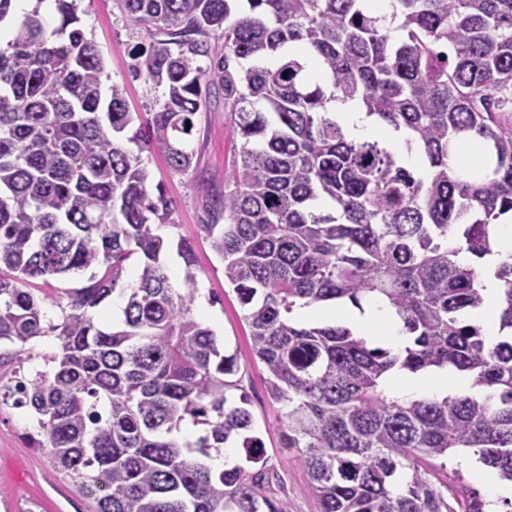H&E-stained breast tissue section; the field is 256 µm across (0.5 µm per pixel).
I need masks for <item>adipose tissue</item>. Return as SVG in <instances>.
I'll return each mask as SVG.
<instances>
[{
	"label": "adipose tissue",
	"mask_w": 512,
	"mask_h": 512,
	"mask_svg": "<svg viewBox=\"0 0 512 512\" xmlns=\"http://www.w3.org/2000/svg\"><path fill=\"white\" fill-rule=\"evenodd\" d=\"M296 317L302 322L347 323L353 326L358 336L374 344L396 349L403 348L407 334L403 323L385 301L373 299L363 308H354L343 303L334 306L313 305L297 311ZM388 387L402 398L444 396L453 391L468 395L473 391L472 380L465 373L453 367H444L432 372H396L389 375Z\"/></svg>",
	"instance_id": "obj_1"
}]
</instances>
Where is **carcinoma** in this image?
Segmentation results:
<instances>
[{"label":"carcinoma","mask_w":512,"mask_h":512,"mask_svg":"<svg viewBox=\"0 0 512 512\" xmlns=\"http://www.w3.org/2000/svg\"><path fill=\"white\" fill-rule=\"evenodd\" d=\"M0 46V343L17 370L0 402L34 412L33 447L93 500L94 512H288L239 386L236 356L194 313L191 245L184 280L161 261L172 200L148 188L143 154L186 174L197 114L211 88L242 140L240 163L211 194L201 225L243 308L267 395L286 408L283 447L300 452L319 512H487L490 503L438 476L433 460L470 449L512 483V262L500 332L469 312L487 305L479 273L455 256L491 252L512 211V0H121L146 32L129 74L154 95L132 113L126 84L104 93L105 58L76 0L40 4ZM316 55L317 75L292 50ZM358 100L376 122L409 132L416 175L382 140L352 139L332 106ZM138 126H133L134 121ZM475 143L482 175L450 166ZM121 325L97 318L122 279ZM97 266L60 288L55 314L27 288ZM384 297L413 336L397 352L294 310L359 307ZM39 337L56 350L36 356ZM452 366L474 396L393 395L394 369ZM236 438L246 464L212 465Z\"/></svg>","instance_id":"cac0c4a2"}]
</instances>
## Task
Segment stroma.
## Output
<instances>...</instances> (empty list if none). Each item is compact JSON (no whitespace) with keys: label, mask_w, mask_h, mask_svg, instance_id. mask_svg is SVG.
<instances>
[{"label":"stroma","mask_w":512,"mask_h":512,"mask_svg":"<svg viewBox=\"0 0 512 512\" xmlns=\"http://www.w3.org/2000/svg\"><path fill=\"white\" fill-rule=\"evenodd\" d=\"M82 25L103 51L104 84L126 81L129 51L140 42L139 31L126 26L118 0H80ZM242 140L234 135L224 110V98L213 95L206 111L198 113L191 147L194 171L170 170L163 151L149 156L150 185H163L174 203L170 223L161 227L164 239L189 241L195 252L198 295L195 313L216 333L226 353L236 354L240 387L250 400L255 429L261 436L269 465L282 476L290 512H318L310 479L297 449L282 445V405L266 392L265 369L252 354L249 330L235 293L224 284V265L215 255L201 226L207 221L206 197L224 187V177L235 163ZM35 431L32 413L0 406V512H92V504L74 482L57 471L45 452L31 447Z\"/></svg>","instance_id":"stroma-1"}]
</instances>
